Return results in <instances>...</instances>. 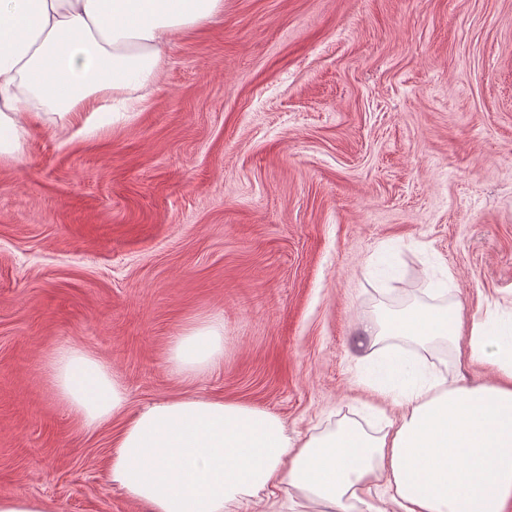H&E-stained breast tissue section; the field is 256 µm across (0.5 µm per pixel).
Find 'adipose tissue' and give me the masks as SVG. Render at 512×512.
<instances>
[{
  "label": "adipose tissue",
  "instance_id": "ef3b65f1",
  "mask_svg": "<svg viewBox=\"0 0 512 512\" xmlns=\"http://www.w3.org/2000/svg\"><path fill=\"white\" fill-rule=\"evenodd\" d=\"M224 0H0V158H18L31 120L66 125L112 119V103L157 80L171 39L205 25ZM371 338L457 344L499 372L469 391L421 380L403 350L384 352L372 382L400 409L380 437L346 424L297 441L283 421L245 404L186 395L128 412L124 386L74 343L48 361L58 399L96 427L121 417L107 474L146 512H254L279 488L300 507L348 512L376 481L398 512H507L512 507V317L463 330L447 310L412 306L365 326ZM224 358V324L211 320L173 342L169 362L186 376Z\"/></svg>",
  "mask_w": 512,
  "mask_h": 512
}]
</instances>
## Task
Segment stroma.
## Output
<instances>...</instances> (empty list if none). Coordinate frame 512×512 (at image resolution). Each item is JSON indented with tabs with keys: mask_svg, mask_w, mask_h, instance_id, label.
<instances>
[{
	"mask_svg": "<svg viewBox=\"0 0 512 512\" xmlns=\"http://www.w3.org/2000/svg\"><path fill=\"white\" fill-rule=\"evenodd\" d=\"M412 304L466 329L512 310V0H224L124 116L33 123L0 163V494L144 512L106 478L120 420L84 425L48 382L64 343L130 412L221 397L302 440L383 433V349L497 383L443 342H364ZM211 318L223 361L173 373L174 338Z\"/></svg>",
	"mask_w": 512,
	"mask_h": 512,
	"instance_id": "obj_1",
	"label": "stroma"
}]
</instances>
